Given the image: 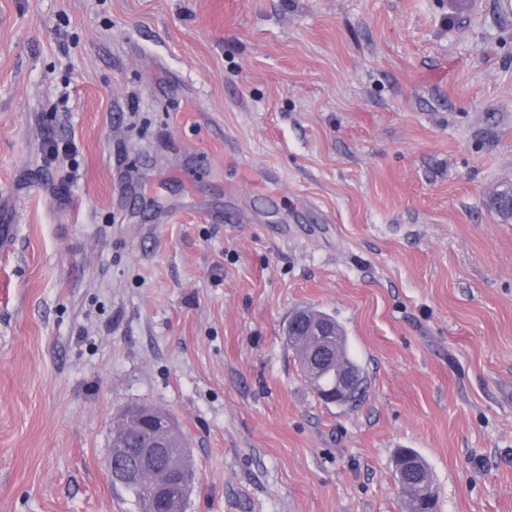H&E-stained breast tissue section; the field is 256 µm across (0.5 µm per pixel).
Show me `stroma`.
<instances>
[{"label":"stroma","instance_id":"1","mask_svg":"<svg viewBox=\"0 0 512 512\" xmlns=\"http://www.w3.org/2000/svg\"><path fill=\"white\" fill-rule=\"evenodd\" d=\"M189 104L233 137L190 181ZM507 188L512 0H0V512H138V403L191 446L186 512H406L401 448L435 512H512ZM306 306L356 405L288 349ZM301 312L307 317H316L319 321L328 323L332 330L335 332V336H332L331 342V361L324 370L315 379L308 371L306 365V354L309 345L311 344L310 336H329V329L323 325H314L308 332L307 336H296V332L292 329V319L297 313ZM295 314V315H294ZM292 315H294L292 317ZM288 320L286 328V341L288 348L291 349L295 359L298 362L301 372L312 386L315 393L328 404H336V394H347L350 393L355 384V375L351 374L347 369H340L339 373H336L335 360L337 359L340 363L345 364L350 369L357 373V377L360 379L359 387L356 393L340 402L337 405H352L358 400L360 393L362 392L365 378L360 365L358 364L355 357L351 354L348 338L344 327L336 321V319L318 309L315 308H303L295 311ZM337 334V336H336ZM336 337L338 341V350L336 357ZM335 396V399L327 397L328 392ZM150 411L154 414L159 426H168V422L163 419L168 414L165 410L157 407L139 404L128 407L119 416L117 422L112 428V448L108 458L109 471L114 480L127 482V483H138L146 477V479L140 485H122L127 490L131 491L137 499V503L140 501L145 504V501L149 498L148 487L152 482V479L159 473H153L149 475L150 468L154 461L157 459L159 454V448H164L163 443L159 442L156 447L140 448L143 442V436L145 430L141 426V414L143 412ZM131 448H137L132 453V457L126 465L116 466L112 469V461L117 464L125 462L128 452ZM117 449H121L117 453ZM115 452V454H114ZM113 456V457H112Z\"/></svg>","mask_w":512,"mask_h":512}]
</instances>
